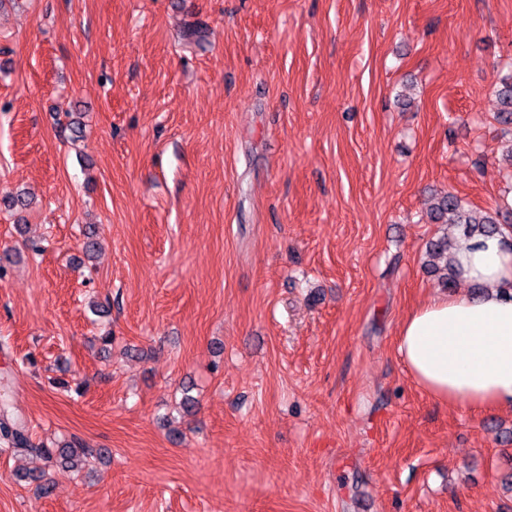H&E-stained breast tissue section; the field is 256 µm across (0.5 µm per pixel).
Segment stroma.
Instances as JSON below:
<instances>
[{
  "label": "stroma",
  "instance_id": "stroma-1",
  "mask_svg": "<svg viewBox=\"0 0 512 512\" xmlns=\"http://www.w3.org/2000/svg\"><path fill=\"white\" fill-rule=\"evenodd\" d=\"M511 72L512 0L0 9V383L33 441L112 451L0 447V512H512V410L398 353L463 235L430 193L512 202ZM496 95L499 121L504 125H512V73L501 79Z\"/></svg>",
  "mask_w": 512,
  "mask_h": 512
}]
</instances>
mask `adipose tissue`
Returning a JSON list of instances; mask_svg holds the SVG:
<instances>
[{
	"label": "adipose tissue",
	"mask_w": 512,
	"mask_h": 512,
	"mask_svg": "<svg viewBox=\"0 0 512 512\" xmlns=\"http://www.w3.org/2000/svg\"><path fill=\"white\" fill-rule=\"evenodd\" d=\"M454 261L481 295L434 297L400 327L398 351L411 379L435 399L512 409V248L502 237L459 241Z\"/></svg>",
	"instance_id": "obj_1"
}]
</instances>
